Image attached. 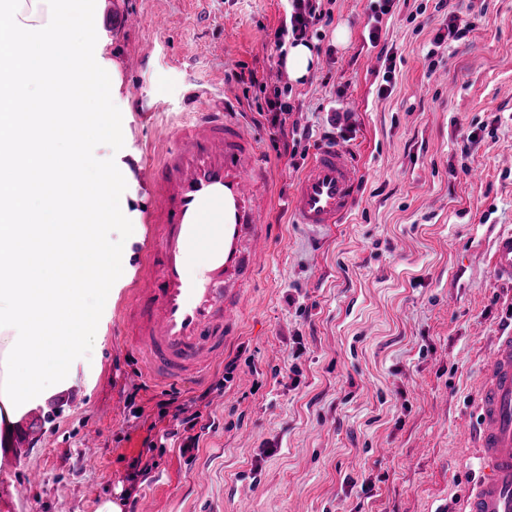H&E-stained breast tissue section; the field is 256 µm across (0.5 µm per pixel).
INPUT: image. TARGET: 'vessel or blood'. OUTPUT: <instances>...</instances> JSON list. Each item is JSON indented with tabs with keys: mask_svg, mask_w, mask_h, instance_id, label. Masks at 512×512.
I'll return each instance as SVG.
<instances>
[{
	"mask_svg": "<svg viewBox=\"0 0 512 512\" xmlns=\"http://www.w3.org/2000/svg\"><path fill=\"white\" fill-rule=\"evenodd\" d=\"M185 105L189 118L165 127L168 147L151 166L141 273L119 316L143 376L170 385L206 378L241 335L243 303L271 237L273 193L257 139L227 96L194 84ZM361 189L351 155L327 145L294 184L289 208L298 224H341ZM491 268L512 283V229L496 236ZM475 397L471 434L483 475L464 512H512V330L495 336Z\"/></svg>",
	"mask_w": 512,
	"mask_h": 512,
	"instance_id": "vessel-or-blood-1",
	"label": "vessel or blood"
}]
</instances>
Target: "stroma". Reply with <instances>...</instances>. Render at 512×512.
Returning <instances> with one entry per match:
<instances>
[{
	"label": "stroma",
	"instance_id": "35a3bbf8",
	"mask_svg": "<svg viewBox=\"0 0 512 512\" xmlns=\"http://www.w3.org/2000/svg\"><path fill=\"white\" fill-rule=\"evenodd\" d=\"M374 0H323L329 23L309 39L319 63L289 79L274 46L288 0H118L136 28L104 21L124 70L126 161L137 222L122 255L124 280L101 316L92 373L77 395L45 403L42 440L22 460L0 456V512H94L105 495L147 512H462L481 475L469 435L472 396L498 332L512 329V285L491 274L496 234L512 227V0H448L469 22L465 41H433L440 13L427 0H394L382 39L397 54L392 92L377 95L385 62L368 41ZM169 25L157 30L156 13ZM347 28L345 43L335 41ZM254 71L256 87L236 83ZM232 86L273 173V240L248 297L243 333L224 351L198 401L197 449L164 439L163 389L144 383L114 326L140 272L146 208L154 195L147 158L164 125L183 119V84ZM291 90L289 125L313 130L296 158L278 156L257 103ZM167 111L153 112L155 100ZM341 107L363 194L348 223H294L290 191ZM138 390L135 405L127 395ZM140 415H133V406ZM96 428L87 457L82 432ZM142 458L148 474L132 476ZM41 482L15 496L28 469Z\"/></svg>",
	"mask_w": 512,
	"mask_h": 512
}]
</instances>
